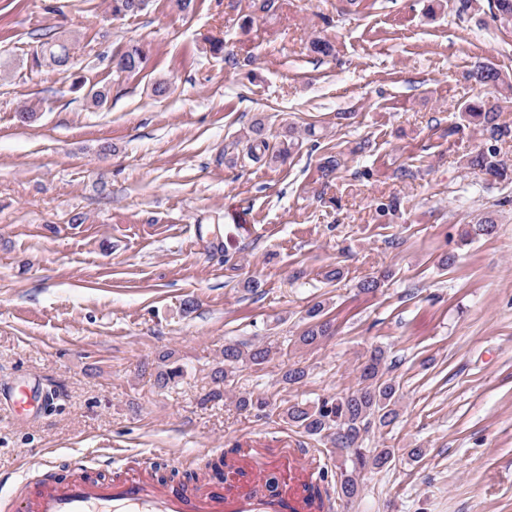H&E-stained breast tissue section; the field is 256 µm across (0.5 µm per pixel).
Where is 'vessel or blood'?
I'll list each match as a JSON object with an SVG mask.
<instances>
[{
  "instance_id": "b4317fda",
  "label": "vessel or blood",
  "mask_w": 512,
  "mask_h": 512,
  "mask_svg": "<svg viewBox=\"0 0 512 512\" xmlns=\"http://www.w3.org/2000/svg\"><path fill=\"white\" fill-rule=\"evenodd\" d=\"M49 394L25 387L12 391L15 413L49 404ZM52 475L29 480L23 492L6 504V512H325L323 501L310 499L308 485L317 473L309 461L294 468L291 483L277 495H257L264 463L242 455L225 477L197 484L188 491L154 480L141 470L112 480L86 475L87 461L72 464L70 474L56 473L53 460H43Z\"/></svg>"
}]
</instances>
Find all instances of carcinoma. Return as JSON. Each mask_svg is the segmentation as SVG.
I'll list each match as a JSON object with an SVG mask.
<instances>
[{"instance_id": "carcinoma-1", "label": "carcinoma", "mask_w": 512, "mask_h": 512, "mask_svg": "<svg viewBox=\"0 0 512 512\" xmlns=\"http://www.w3.org/2000/svg\"><path fill=\"white\" fill-rule=\"evenodd\" d=\"M145 6L146 0H111L110 3L112 15L121 14L125 17L140 13ZM489 9L500 20H512V0H489ZM40 49L55 52L58 67L64 72L69 70L70 50H58L49 34H44ZM146 60L143 49L131 45L121 53L119 66L123 72L131 75L140 72ZM469 76L481 86L498 88V95L479 105L468 104L464 107L467 115L481 120L486 140V147L471 156L467 165L499 181L512 182V172L498 159L496 148L498 143L512 139V127L497 122V113L503 109V105L512 103V82L501 78L494 67L484 62L476 63ZM307 316L309 324L299 336V342L310 346L330 335L331 324L324 319V307L319 303L308 310ZM266 359L267 350L263 348H255L245 354L236 345L224 346V381H229L237 365L244 362L258 365ZM387 371L384 351L375 348L360 369L356 388L323 397L312 407L294 403L282 410L288 422L302 429L307 435L326 437L334 447L346 451V459L338 469L340 492L348 499L355 497L358 492L356 473L369 467L383 469L394 459V450L391 448H363L359 444L362 432L368 429L371 422L374 421L384 428L398 418L400 385L387 377Z\"/></svg>"}]
</instances>
